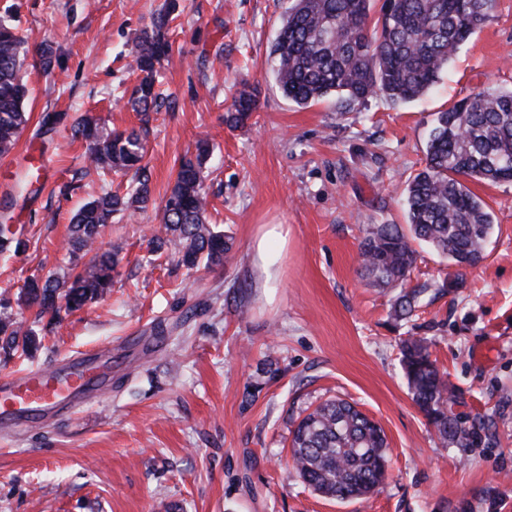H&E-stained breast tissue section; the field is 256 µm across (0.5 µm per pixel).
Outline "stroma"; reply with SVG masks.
I'll return each mask as SVG.
<instances>
[{"instance_id": "stroma-1", "label": "stroma", "mask_w": 512, "mask_h": 512, "mask_svg": "<svg viewBox=\"0 0 512 512\" xmlns=\"http://www.w3.org/2000/svg\"><path fill=\"white\" fill-rule=\"evenodd\" d=\"M165 0H0L28 51L29 121L0 158V224L25 246L0 258V293L26 277L64 275L69 220L103 184L85 143L43 133L46 112L90 113L113 129H147L151 200L118 213L100 238L117 253L112 291L52 326L31 310L32 355H0V376L79 353L112 349V384L62 414L0 425V512H512V182L471 183L494 215L487 256L457 269L419 246L413 281L442 285L416 316L395 320V290L362 276L359 227L405 223L407 178L424 165L434 115L484 88L512 86V0H497L435 86L399 106L372 98L348 112L334 99L299 106L275 85L270 46L291 0H176L173 52L156 79L163 99L148 114L124 99L139 32ZM59 61L39 63L41 44ZM260 90L247 127L224 112L240 81ZM208 140L210 223L233 245L227 266L187 271L151 254L162 200L182 157ZM41 165L16 187L30 159ZM69 185L67 194L57 193ZM266 224L288 230L275 288L253 264ZM424 336L467 422L493 437L446 448L411 400L399 344ZM273 373H263V366ZM341 398L387 437L389 475L362 500L312 491L289 464L290 432L305 410Z\"/></svg>"}]
</instances>
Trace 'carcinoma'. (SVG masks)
<instances>
[{
  "label": "carcinoma",
  "mask_w": 512,
  "mask_h": 512,
  "mask_svg": "<svg viewBox=\"0 0 512 512\" xmlns=\"http://www.w3.org/2000/svg\"><path fill=\"white\" fill-rule=\"evenodd\" d=\"M495 0H383L370 22L372 0H293L270 47L273 75L282 95L305 106L336 98L352 110L374 97L398 105L424 96L448 67L460 45L488 21ZM170 2L141 31L133 55L139 72L130 103L147 112L158 106L155 74L172 52ZM23 37L12 20L0 17V156L14 149L26 125L27 88L21 71ZM478 102L465 98L437 113L423 169L409 176L405 198L407 224H365L361 228L363 274L382 288H397L394 317L408 319L420 308L431 284L409 286L417 267L415 244H424L456 268L473 267L485 258L494 224L486 203L466 185L468 180L496 184L512 181V87L483 89ZM257 87L243 82L224 115L232 129L243 128L256 112ZM71 136L88 144V158L98 171L135 172L137 185L120 195L102 190L74 215L67 251L74 271L67 277L29 279L16 301L37 308L38 315L59 318L61 310H80L112 288L118 264L112 252L95 251L78 267L80 254L94 251L103 228L116 213L142 210L151 199L142 162L145 140L135 130H109L86 116L71 127ZM209 148L199 141L195 158L181 161L166 194L162 224L165 235L151 240L152 250L167 248L192 270L204 263L220 265L231 246L224 232L206 221L204 166ZM25 243L8 224H0V254L18 252ZM41 340L11 316L0 314V349L27 353ZM400 363L411 399L445 447L469 448L485 430L453 412L455 388L427 338L408 336L399 346ZM387 439L383 428L350 402L329 398L296 424L290 460L315 492L340 501L372 495L386 483Z\"/></svg>",
  "instance_id": "1"
}]
</instances>
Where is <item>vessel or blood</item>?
Returning <instances> with one entry per match:
<instances>
[{
	"mask_svg": "<svg viewBox=\"0 0 512 512\" xmlns=\"http://www.w3.org/2000/svg\"><path fill=\"white\" fill-rule=\"evenodd\" d=\"M110 368L95 355H75L53 366L0 379V423L30 424L67 410L88 393L103 389Z\"/></svg>",
	"mask_w": 512,
	"mask_h": 512,
	"instance_id": "vessel-or-blood-1",
	"label": "vessel or blood"
}]
</instances>
